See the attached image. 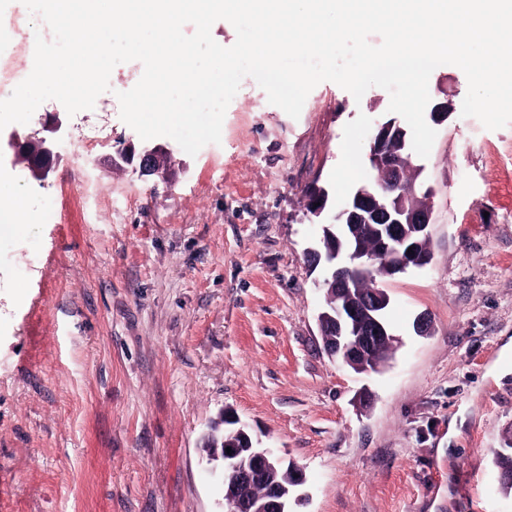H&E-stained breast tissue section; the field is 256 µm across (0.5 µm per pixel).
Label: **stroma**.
Wrapping results in <instances>:
<instances>
[{"label":"stroma","instance_id":"stroma-1","mask_svg":"<svg viewBox=\"0 0 512 512\" xmlns=\"http://www.w3.org/2000/svg\"><path fill=\"white\" fill-rule=\"evenodd\" d=\"M142 73L115 66L84 113L113 147L59 152L43 177L0 164L30 210L0 232V512H221L203 436L226 413L303 467L293 512H512L493 463L512 431V125L462 116L464 72H432L449 107L416 160L432 259L383 279L399 343L358 375L323 345L306 208L310 189L334 208L374 178L388 92L324 81L294 119L245 78L220 144L161 138L163 183L117 160L140 138L102 113ZM56 120L73 141L53 99L7 130Z\"/></svg>","mask_w":512,"mask_h":512}]
</instances>
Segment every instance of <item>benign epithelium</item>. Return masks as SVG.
<instances>
[{
  "label": "benign epithelium",
  "instance_id": "benign-epithelium-1",
  "mask_svg": "<svg viewBox=\"0 0 512 512\" xmlns=\"http://www.w3.org/2000/svg\"><path fill=\"white\" fill-rule=\"evenodd\" d=\"M59 127L51 128V135L35 139L19 140L13 134L7 140L10 162L16 165L28 157L40 169H49L56 156L57 139L54 134ZM406 144V132L389 119L378 124L370 143L368 159L373 169L385 176V181L362 184L347 198L338 211L331 215L327 210L328 195L320 189L310 193L308 213L327 224L341 225L353 235L361 225H372L377 234L376 252L392 260L389 274L394 275L409 268H422L430 256L408 251L416 247L418 238L429 237L428 227L432 217L433 190L417 193L415 184L407 180L409 170H420L414 164L410 151L398 152V144ZM118 154L121 160L139 173L155 176L166 182L168 169L163 157L166 149L135 147L128 143ZM314 263L332 266L336 290L344 291L353 280L369 276L373 272V261L340 247L326 255L318 250L309 251ZM390 298L384 289H376L370 298L347 301L332 311L319 313L321 334L326 336L325 348L331 355H339L344 363L358 373L370 371L365 364L367 354L375 350L382 340H389L391 333L383 319V311ZM222 423L235 425L234 434L243 446L206 449L207 463L220 471L223 480L234 482L233 493L224 499V512H290L291 493L305 483V474L299 467L285 463L279 451L270 445L253 439L247 424L234 417H225ZM256 484L267 486L262 508H252L246 495Z\"/></svg>",
  "mask_w": 512,
  "mask_h": 512
}]
</instances>
